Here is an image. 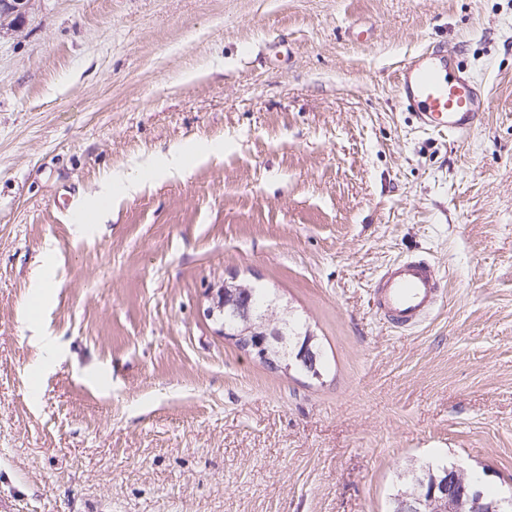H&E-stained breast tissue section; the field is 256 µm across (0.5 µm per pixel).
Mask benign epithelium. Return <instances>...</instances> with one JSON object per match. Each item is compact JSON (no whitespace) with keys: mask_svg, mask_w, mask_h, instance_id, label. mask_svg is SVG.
<instances>
[{"mask_svg":"<svg viewBox=\"0 0 512 512\" xmlns=\"http://www.w3.org/2000/svg\"><path fill=\"white\" fill-rule=\"evenodd\" d=\"M30 4L31 0H0V27L15 30ZM248 288L249 285L232 278L216 288L207 289L205 314L215 321L224 312L232 313L236 319L235 327L228 330L226 326H221L220 335L228 337L244 353L286 372L292 366L288 356L279 351L285 340L281 327L282 310L270 306L262 316H255L253 307L245 301ZM312 339L313 334L307 333L303 346L294 354V363L317 378L319 373L316 355L311 347ZM399 512H512V498L497 502L484 501L481 491L465 485L461 469L450 466L433 477L429 491L402 495Z\"/></svg>","mask_w":512,"mask_h":512,"instance_id":"obj_1","label":"benign epithelium"}]
</instances>
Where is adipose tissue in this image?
<instances>
[{"instance_id":"ef3b65f1","label":"adipose tissue","mask_w":512,"mask_h":512,"mask_svg":"<svg viewBox=\"0 0 512 512\" xmlns=\"http://www.w3.org/2000/svg\"><path fill=\"white\" fill-rule=\"evenodd\" d=\"M223 144L199 142L188 146L173 147L158 160L140 167L135 173H113L104 181L100 192L92 200L90 207L95 212L106 211L117 198L136 194L148 182L161 178L185 175L191 159H206L223 153Z\"/></svg>"}]
</instances>
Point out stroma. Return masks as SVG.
Instances as JSON below:
<instances>
[{
  "instance_id": "stroma-1",
  "label": "stroma",
  "mask_w": 512,
  "mask_h": 512,
  "mask_svg": "<svg viewBox=\"0 0 512 512\" xmlns=\"http://www.w3.org/2000/svg\"><path fill=\"white\" fill-rule=\"evenodd\" d=\"M434 46L489 91L466 136L397 95ZM197 141L224 153L77 233L107 175ZM413 255L441 296L403 330L372 288ZM231 277L320 377L218 335ZM437 458L512 493V0H32L0 35V512H387ZM54 286L55 281L53 271L51 268H46L30 287V305H43L44 299L50 294ZM313 339V334L308 331L306 335V339L304 341L303 346L298 352H295L294 354V363L299 365L301 368L304 369V372L308 375H311L312 377H320L321 369H322V361H321V354L319 350V346L316 341L313 342V345L316 347V351L314 354V351L311 347V342ZM316 356H317V363H316ZM317 366V368H316ZM319 373H318V371Z\"/></svg>"
}]
</instances>
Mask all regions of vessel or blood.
I'll list each match as a JSON object with an SVG mask.
<instances>
[{"label":"vessel or blood","mask_w":512,"mask_h":512,"mask_svg":"<svg viewBox=\"0 0 512 512\" xmlns=\"http://www.w3.org/2000/svg\"><path fill=\"white\" fill-rule=\"evenodd\" d=\"M399 93L415 109L418 123L458 137L467 135L485 110L488 91L441 50L410 57L397 76ZM374 298L378 309L403 327L418 325L437 298L433 268L422 260H403L379 277Z\"/></svg>","instance_id":"b4317fda"}]
</instances>
